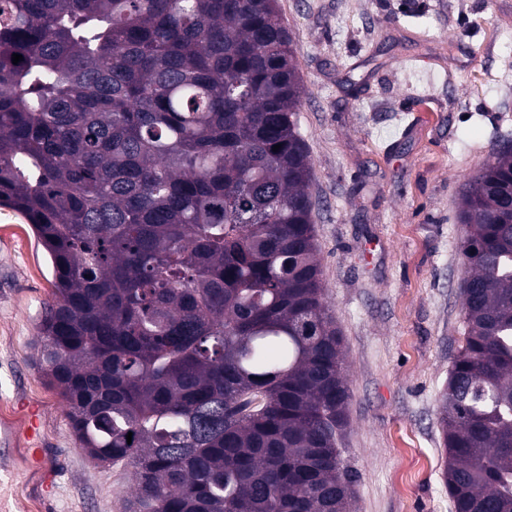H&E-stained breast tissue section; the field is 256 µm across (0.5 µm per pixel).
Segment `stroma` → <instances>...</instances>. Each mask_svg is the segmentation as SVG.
I'll use <instances>...</instances> for the list:
<instances>
[{
  "label": "stroma",
  "mask_w": 512,
  "mask_h": 512,
  "mask_svg": "<svg viewBox=\"0 0 512 512\" xmlns=\"http://www.w3.org/2000/svg\"><path fill=\"white\" fill-rule=\"evenodd\" d=\"M305 90L298 114L325 298L350 390L344 460L355 512H453L439 396L462 340L457 213L467 182L512 146V0H278ZM52 268L27 222L0 207V418L14 426L0 512L32 500L23 402L42 408L59 462L54 512H123L122 464L79 449L37 367Z\"/></svg>",
  "instance_id": "obj_1"
}]
</instances>
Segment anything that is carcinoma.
Segmentation results:
<instances>
[{"label": "carcinoma", "instance_id": "obj_1", "mask_svg": "<svg viewBox=\"0 0 512 512\" xmlns=\"http://www.w3.org/2000/svg\"><path fill=\"white\" fill-rule=\"evenodd\" d=\"M301 106L276 0H0V206L50 257L40 368L131 467L126 512H352ZM458 220L442 478L512 512L511 150Z\"/></svg>", "mask_w": 512, "mask_h": 512}]
</instances>
